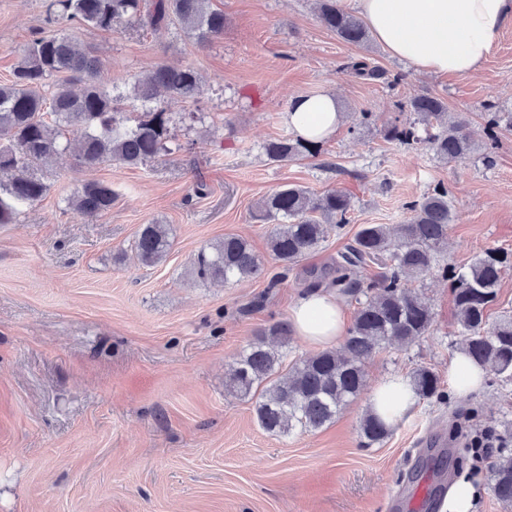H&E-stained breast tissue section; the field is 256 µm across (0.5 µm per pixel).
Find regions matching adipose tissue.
<instances>
[{
	"instance_id": "adipose-tissue-1",
	"label": "adipose tissue",
	"mask_w": 512,
	"mask_h": 512,
	"mask_svg": "<svg viewBox=\"0 0 512 512\" xmlns=\"http://www.w3.org/2000/svg\"><path fill=\"white\" fill-rule=\"evenodd\" d=\"M377 41L418 74L467 76L491 54L499 31L512 22V0H355ZM285 120L300 138L321 141L345 120L333 93L295 98ZM294 331L316 346L344 335L345 322L335 293L321 288L297 296L291 310ZM407 377L385 378L371 399L372 412L388 425L416 404Z\"/></svg>"
}]
</instances>
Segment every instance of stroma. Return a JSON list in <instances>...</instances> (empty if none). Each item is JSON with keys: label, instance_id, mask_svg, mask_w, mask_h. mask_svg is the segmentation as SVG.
Listing matches in <instances>:
<instances>
[{"label": "stroma", "instance_id": "obj_1", "mask_svg": "<svg viewBox=\"0 0 512 512\" xmlns=\"http://www.w3.org/2000/svg\"><path fill=\"white\" fill-rule=\"evenodd\" d=\"M49 0H0V83L21 49L52 35ZM224 34L197 46L174 25L157 30L73 29L98 60L105 83L123 84L160 64L191 66L202 77L196 103L164 97L171 131L186 151L144 168L76 166L61 155L47 173L48 195L0 224V512H403L418 487L425 512H448L457 477L489 471L449 459L454 417L478 434L512 422V385L457 394L448 366L458 350L449 281L427 277L430 335L381 348L367 363L363 394L315 432L272 435L255 402L228 392L226 373L256 333L287 319L293 298L328 273L365 224H400L407 202L444 185L455 220L445 263L460 267L489 249L512 253V129L497 132L494 166L480 154L446 163L430 151L386 138L410 120L407 98L428 92L462 114L478 145L489 141L485 106L512 112V24L470 76L409 73L392 87L342 72L363 56L389 72L403 65L373 44L339 40L318 19L314 0H212ZM334 92L344 122L322 142L320 160L276 163L266 141L288 134L293 99ZM378 119L360 132L357 112ZM111 182V210L86 215L67 199L84 183ZM351 197L350 222L285 279L269 225L256 202L285 184ZM169 224L166 260L142 266L133 250L141 225ZM247 238L264 272L240 283L200 282L198 252L224 235ZM425 366L444 400H421L380 445H360L359 421L376 385Z\"/></svg>", "mask_w": 512, "mask_h": 512}]
</instances>
